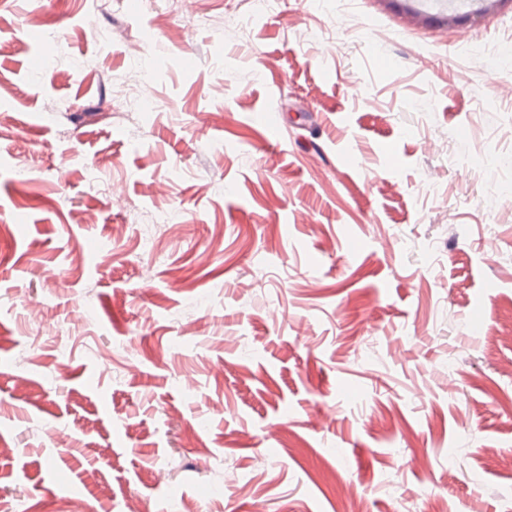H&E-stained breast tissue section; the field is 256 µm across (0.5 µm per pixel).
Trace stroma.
Masks as SVG:
<instances>
[{
  "label": "stroma",
  "mask_w": 512,
  "mask_h": 512,
  "mask_svg": "<svg viewBox=\"0 0 512 512\" xmlns=\"http://www.w3.org/2000/svg\"><path fill=\"white\" fill-rule=\"evenodd\" d=\"M195 9L0 0V512H512V0Z\"/></svg>",
  "instance_id": "1"
}]
</instances>
